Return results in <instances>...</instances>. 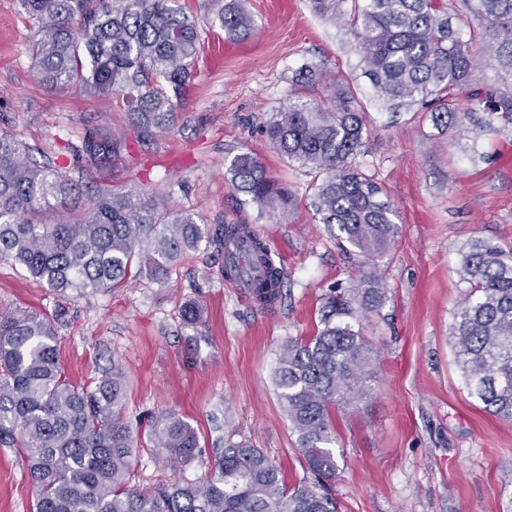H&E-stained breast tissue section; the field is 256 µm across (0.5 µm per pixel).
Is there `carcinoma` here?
<instances>
[{
    "label": "carcinoma",
    "instance_id": "cac0c4a2",
    "mask_svg": "<svg viewBox=\"0 0 512 512\" xmlns=\"http://www.w3.org/2000/svg\"><path fill=\"white\" fill-rule=\"evenodd\" d=\"M354 9L344 10L346 2ZM314 8L348 18L363 74L394 108L417 105L435 123L457 124L451 90L468 86L473 59L440 0H311ZM35 21L34 66L49 88L93 96H122L137 138L151 140L174 122L172 95L194 78L197 25L178 0H19ZM486 50L503 81L512 80V0H479ZM214 23L230 42L255 30L243 0H224ZM320 97L301 95L273 113L265 132L288 160L314 173L311 207L318 223L366 259L399 233L395 210L381 186L352 165L367 135L362 105L350 84L325 83ZM469 104L512 122V95L491 86L466 93ZM118 142L96 129L77 149L90 169L102 170ZM227 173L241 202L284 214L294 195L248 153ZM77 186L29 157L26 146L0 130V259L22 266L61 296L117 288L132 278L167 282L183 252L206 244L224 255V279L251 267L225 253L247 241L262 274L253 298L270 305L283 297L284 271L246 224H206L188 213L161 210L143 191L107 189L73 221L56 212ZM471 292L454 313L452 348L469 394L487 413L512 420V246L474 240L459 268ZM350 302L330 297L323 328L289 339L279 350L273 382L298 436L308 476L289 484L262 449L229 435L213 442L210 474L197 483L174 482L150 491L128 485L133 431L124 418L127 373L114 359L92 386L63 373L56 322L29 310L0 312V443L21 430V461L36 488L33 512H336L328 492L338 465L334 411L373 391L377 354L347 318ZM184 326L196 329L202 310L188 301ZM149 440L175 465L202 453L197 431L174 412L156 416Z\"/></svg>",
    "mask_w": 512,
    "mask_h": 512
}]
</instances>
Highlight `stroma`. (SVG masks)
Listing matches in <instances>:
<instances>
[{"label": "stroma", "mask_w": 512, "mask_h": 512, "mask_svg": "<svg viewBox=\"0 0 512 512\" xmlns=\"http://www.w3.org/2000/svg\"><path fill=\"white\" fill-rule=\"evenodd\" d=\"M444 2L475 59L470 87L497 84L471 0ZM179 4L199 29L195 77L174 100L172 128L141 143L120 98L52 90L39 80L30 53L36 26L18 0H0V129L86 186L72 213L90 206L93 190L134 189L210 224L251 225L284 267L281 303L265 308L240 296L221 275L222 257L201 247L181 256L167 283L135 281L65 299L0 260V311L57 319L60 362L75 384H90L111 359L123 363L125 418L137 438L130 486L199 480L213 440L228 434L262 448L293 482L304 470L271 380L279 349L315 335L326 299L354 296L376 270L381 303L350 322L379 364L371 396L336 411L337 512H512V421L471 397L450 343L453 314L470 291L458 274L463 252L475 239L512 245V123L495 120L489 131L485 113L473 112L443 129L429 113L389 110L361 75L348 26L317 14L310 0H246L255 34L237 44L213 24L214 0ZM308 66L349 81L366 113L354 163L383 186L399 226L370 264L315 220L311 174L278 154L265 133ZM88 128L124 141L100 172L73 152ZM242 152L288 183L298 199L290 213L238 206L225 162ZM189 300L204 310L195 331L180 317ZM167 412L199 435L203 453L190 464L172 466L150 449L148 423ZM35 498L17 448L0 445V512H32Z\"/></svg>", "instance_id": "1"}]
</instances>
